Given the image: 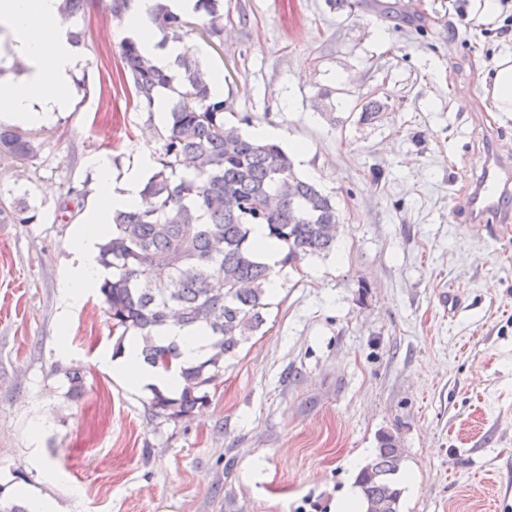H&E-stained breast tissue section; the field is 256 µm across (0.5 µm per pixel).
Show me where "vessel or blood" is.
<instances>
[{
	"mask_svg": "<svg viewBox=\"0 0 512 512\" xmlns=\"http://www.w3.org/2000/svg\"><path fill=\"white\" fill-rule=\"evenodd\" d=\"M481 176L470 201L475 222L500 215L505 199L512 197V161L504 160L496 152L483 154Z\"/></svg>",
	"mask_w": 512,
	"mask_h": 512,
	"instance_id": "b4317fda",
	"label": "vessel or blood"
}]
</instances>
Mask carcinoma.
Listing matches in <instances>:
<instances>
[{"instance_id":"obj_1","label":"carcinoma","mask_w":512,"mask_h":512,"mask_svg":"<svg viewBox=\"0 0 512 512\" xmlns=\"http://www.w3.org/2000/svg\"><path fill=\"white\" fill-rule=\"evenodd\" d=\"M99 0H62L61 13L82 18ZM208 16L205 33L221 37L224 14L218 0H196ZM153 21L164 40L180 41L186 22L156 0ZM123 68L137 100L154 104L156 93L179 79L185 91L169 112L168 133L148 178L145 204L112 214V234L100 245L99 261L112 270L99 286L106 312L122 335L141 338L145 363L179 370L183 384L173 396L155 389L149 403L156 416L181 418L208 400V388L224 370V359L265 323L273 267L257 260L250 242L256 225L278 240L283 266L325 255L336 246L339 211L332 196L300 177L275 143L245 137L224 119V101L213 98L209 69L190 56L176 72L158 70L132 40L120 44ZM33 144L13 127L0 125V153L26 159ZM0 219L30 224L25 203L1 209ZM174 320L209 339V355L189 362L178 341L163 336ZM375 458L356 477L365 512L381 499L399 507L401 459L397 438L382 432Z\"/></svg>"}]
</instances>
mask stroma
Segmentation results:
<instances>
[{
    "instance_id": "1",
    "label": "stroma",
    "mask_w": 512,
    "mask_h": 512,
    "mask_svg": "<svg viewBox=\"0 0 512 512\" xmlns=\"http://www.w3.org/2000/svg\"><path fill=\"white\" fill-rule=\"evenodd\" d=\"M468 0H223L224 37L190 14L192 53L224 79V118L308 155L301 177L343 218L333 252L276 268L262 329L226 358L205 406L172 421L112 376L120 340L99 291L69 300L68 239L115 172L157 158L166 129L140 106L106 6L86 31L68 111L23 126L0 155V502L49 512H325L377 448L404 449L400 512H512V223L466 213L480 157L512 156V115L483 77L512 16L477 31ZM473 102L456 109L451 92ZM332 99H320L324 90ZM379 100L378 119L361 118ZM82 380L72 386L68 370ZM33 144L13 127L0 125V153L27 159L33 152Z\"/></svg>"
}]
</instances>
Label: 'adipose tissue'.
<instances>
[{
	"mask_svg": "<svg viewBox=\"0 0 512 512\" xmlns=\"http://www.w3.org/2000/svg\"><path fill=\"white\" fill-rule=\"evenodd\" d=\"M61 0H0V29L9 38L4 54L7 60H23L22 74L0 73V121L26 124L50 121L67 111L73 95V79L84 65V58L71 42L69 30L60 20ZM154 0H132L123 19L122 38L136 42L153 64L170 71L184 53L181 42H162L159 31L148 23ZM490 111L512 113V49L500 51L482 85ZM89 165L98 173L96 203L84 226L72 234L68 248L74 265L67 288L72 302H80L90 288L99 287L104 269L98 261L99 246L109 235L106 218L110 212L143 201L146 184V158L117 176L102 158L90 157ZM112 368L133 386L174 391L180 385L178 371L165 372L143 362L138 340H130Z\"/></svg>",
	"mask_w": 512,
	"mask_h": 512,
	"instance_id": "1",
	"label": "adipose tissue"
}]
</instances>
